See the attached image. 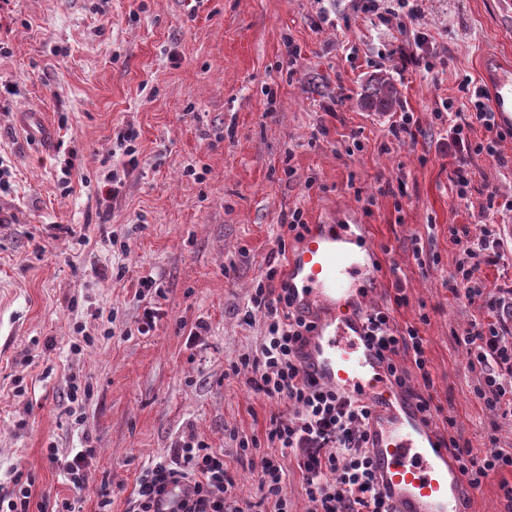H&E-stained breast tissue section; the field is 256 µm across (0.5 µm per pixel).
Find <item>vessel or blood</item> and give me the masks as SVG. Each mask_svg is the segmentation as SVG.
<instances>
[{"label":"vessel or blood","mask_w":512,"mask_h":512,"mask_svg":"<svg viewBox=\"0 0 512 512\" xmlns=\"http://www.w3.org/2000/svg\"><path fill=\"white\" fill-rule=\"evenodd\" d=\"M490 106L512 130V67L491 73ZM361 224H312L291 250L285 280L292 307L316 328L299 347L302 371L367 404L369 448L382 496L394 512H466L473 490L432 425L392 382L367 338V311L382 279Z\"/></svg>","instance_id":"obj_1"}]
</instances>
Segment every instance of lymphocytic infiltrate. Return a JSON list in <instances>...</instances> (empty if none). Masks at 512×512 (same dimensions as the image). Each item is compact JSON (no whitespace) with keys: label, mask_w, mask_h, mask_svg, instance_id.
Segmentation results:
<instances>
[{"label":"lymphocytic infiltrate","mask_w":512,"mask_h":512,"mask_svg":"<svg viewBox=\"0 0 512 512\" xmlns=\"http://www.w3.org/2000/svg\"><path fill=\"white\" fill-rule=\"evenodd\" d=\"M460 90L467 99L466 109L456 108L450 98L442 102L448 114L443 144L455 162L456 194L464 199L474 183L472 157L499 158L498 143L504 134L486 88L466 81ZM478 127L486 136L476 142L471 135ZM503 246L500 225H483L480 235L464 245L450 279L456 295L486 311L483 319L472 321L462 332L469 365L481 374L475 396L495 416L512 420V290L488 292L480 275L482 265L503 258ZM280 277L279 267L268 265L253 288L247 307L250 314L263 318L265 333L256 354L241 355L229 365L231 375H245L254 393L288 407L286 414L271 419L266 431L277 455L262 456L254 465L256 500H240L236 479L223 455L188 435L142 472L130 512H163L172 488L180 492L172 512H289L283 492L287 461L301 476L311 512H392L375 489L367 449L370 412L357 400L303 374L298 347L315 325L292 311L288 288L280 284ZM367 321L368 336L384 354L396 386L414 400L424 421H432L431 397L417 391L410 381L411 370L422 372L427 365L425 339L419 329H398L386 308H370ZM447 442L458 470L472 488H480L491 475L512 470V451L493 446L478 455L461 446L453 434Z\"/></svg>","instance_id":"obj_1"}]
</instances>
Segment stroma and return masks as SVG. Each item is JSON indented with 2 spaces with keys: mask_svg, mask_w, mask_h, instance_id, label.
I'll return each mask as SVG.
<instances>
[{
  "mask_svg": "<svg viewBox=\"0 0 512 512\" xmlns=\"http://www.w3.org/2000/svg\"><path fill=\"white\" fill-rule=\"evenodd\" d=\"M330 8L334 25L319 28L316 0H0L1 495L19 472L33 502L99 512L106 486L111 512H129L141 471L190 434L223 454L239 497L256 498L236 439L265 444L283 408L226 370L259 346L263 320H246V303L268 262L283 264L278 222L295 206L310 224L365 225L384 271L371 304L390 307L402 280L408 303L391 315L426 340L413 386L475 452L493 436L512 448V422L476 401L480 375L458 342L479 311L447 286L456 234L486 222L483 184L512 196V137L501 159L473 158L461 199L435 116L463 79L482 81L484 56L512 59V0H424L420 30L441 60L431 71L399 19L357 15L350 0ZM286 33L303 50L293 67ZM380 74L419 118L415 141L389 135L396 113L361 106ZM23 107L45 114L50 142L19 127ZM130 126L137 162L101 206L103 161L121 165L116 136ZM145 276L163 316L141 335ZM200 320L208 331L191 341ZM84 448L94 455L76 489L60 463Z\"/></svg>",
  "mask_w": 512,
  "mask_h": 512,
  "instance_id": "stroma-1",
  "label": "stroma"
}]
</instances>
